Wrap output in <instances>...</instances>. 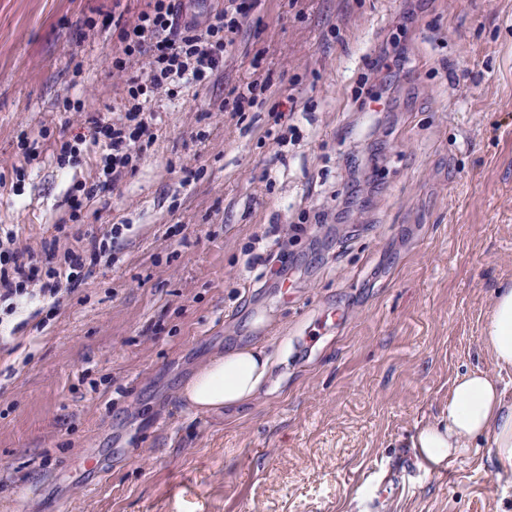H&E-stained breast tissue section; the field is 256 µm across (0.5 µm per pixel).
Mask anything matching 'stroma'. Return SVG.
<instances>
[{
    "mask_svg": "<svg viewBox=\"0 0 512 512\" xmlns=\"http://www.w3.org/2000/svg\"><path fill=\"white\" fill-rule=\"evenodd\" d=\"M145 3L0 0V225L35 252L129 227L57 306L0 318V512H512L490 437L443 467L410 441L465 373L512 400L482 342L512 284V0H261L223 68L154 95L153 144L75 220L91 162L58 168L51 144L123 115L107 16ZM390 40L408 62L362 111ZM265 77L263 105L223 110ZM276 112L300 132L283 148L264 137ZM23 129L51 141L30 163ZM305 210L327 223L289 240L283 280L264 277L254 256ZM326 309L342 323L321 329ZM248 347L274 363L253 403H183L211 357ZM403 55V47L396 42H391L390 47L386 43L371 59V64L369 65L370 74L364 77L355 91V98L359 100L361 107L367 106V104L370 105L372 102H382L383 97L373 91L374 84L372 83L378 78L383 69H391L392 62L402 60ZM380 105H384V102L380 103Z\"/></svg>",
    "mask_w": 512,
    "mask_h": 512,
    "instance_id": "stroma-1",
    "label": "stroma"
}]
</instances>
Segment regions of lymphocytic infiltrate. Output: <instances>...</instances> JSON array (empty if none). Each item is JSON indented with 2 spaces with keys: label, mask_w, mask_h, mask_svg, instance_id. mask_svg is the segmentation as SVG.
Masks as SVG:
<instances>
[{
  "label": "lymphocytic infiltrate",
  "mask_w": 512,
  "mask_h": 512,
  "mask_svg": "<svg viewBox=\"0 0 512 512\" xmlns=\"http://www.w3.org/2000/svg\"><path fill=\"white\" fill-rule=\"evenodd\" d=\"M180 2L150 0L146 10L120 29L121 47L112 58L113 70L125 73L130 59L147 60L144 74L126 80L131 106L123 119L91 117L90 135L56 142V162L62 168L79 163L83 144H91L99 155L92 183L73 199L74 210L114 189L150 146L148 99L174 83L204 80L222 67L238 32L254 23L258 5V0H224L223 7L200 24L183 16ZM125 231L122 224L102 233L89 231L80 249L62 253L52 239L43 243L38 256L18 247L13 233L5 232L0 236V305L12 313L33 294L53 299L61 289H77Z\"/></svg>",
  "instance_id": "obj_1"
}]
</instances>
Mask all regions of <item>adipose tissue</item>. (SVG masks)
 Here are the masks:
<instances>
[{"label": "adipose tissue", "mask_w": 512, "mask_h": 512, "mask_svg": "<svg viewBox=\"0 0 512 512\" xmlns=\"http://www.w3.org/2000/svg\"><path fill=\"white\" fill-rule=\"evenodd\" d=\"M483 341L499 367H512V284L497 290ZM270 375L271 360L263 349L230 351L202 366L180 396L190 409L219 412L255 400ZM482 434L490 435L499 461L512 462V401L485 373H466L455 382L447 417L416 426L411 445L429 465L442 467Z\"/></svg>", "instance_id": "1"}]
</instances>
